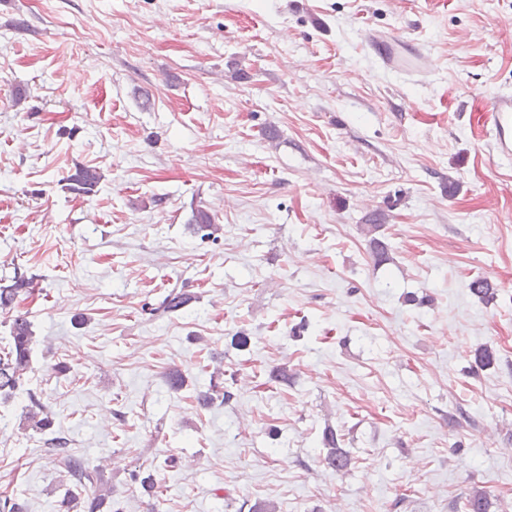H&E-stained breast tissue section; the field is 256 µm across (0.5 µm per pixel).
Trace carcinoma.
<instances>
[{"instance_id": "1", "label": "carcinoma", "mask_w": 512, "mask_h": 512, "mask_svg": "<svg viewBox=\"0 0 512 512\" xmlns=\"http://www.w3.org/2000/svg\"><path fill=\"white\" fill-rule=\"evenodd\" d=\"M102 179L100 170L92 166H81L67 179V190L75 195L88 196L95 192ZM385 214L375 211L365 219L368 232L372 233L369 243L375 259L387 260L388 245L383 238L375 236L384 226ZM192 223L199 230L217 231L214 216L203 208L193 211ZM471 294L490 300L497 294V288L486 277L476 278L469 283ZM35 291L33 278L15 274L12 284L0 285V312L10 314L16 308L19 296ZM192 303V296L184 291H171L162 303L163 312L178 314ZM11 345L0 352V400H10L22 385L24 375L30 368V356L35 336L32 324L27 317L16 315L10 324ZM26 428L44 433L54 426L52 415L38 394L29 393V404L24 415ZM325 453L322 465L338 474L348 473L354 465V457L343 447V434L329 428L322 438ZM46 454L53 466L66 474L71 483L63 498L58 501V512H120L112 499V486L103 478V469L93 466L72 452L69 440L56 436L47 442ZM133 482L140 485L144 493L152 500L151 512H163L162 491L151 469L131 473ZM495 489L486 487L477 489L461 501H455L450 512H490L491 499ZM0 512H27L24 503L12 491L0 492Z\"/></svg>"}]
</instances>
